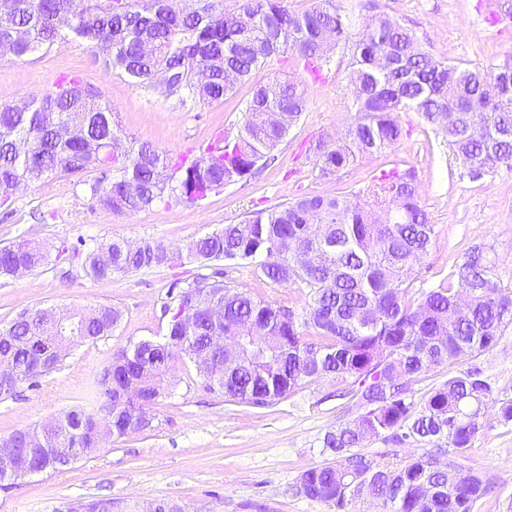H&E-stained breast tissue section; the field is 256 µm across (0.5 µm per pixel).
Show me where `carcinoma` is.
<instances>
[{
  "label": "carcinoma",
  "instance_id": "carcinoma-1",
  "mask_svg": "<svg viewBox=\"0 0 512 512\" xmlns=\"http://www.w3.org/2000/svg\"><path fill=\"white\" fill-rule=\"evenodd\" d=\"M91 7L70 11L67 0H0V42L27 32L13 55L37 54L54 43L84 40L108 68L135 87H153L164 70L165 95L187 92L207 102L224 99L238 79L275 54L288 52L303 62L313 81L323 79L329 52L359 29L347 65L357 121L348 142L318 145L320 172L337 174L358 157L381 153L403 137L401 113L415 112L438 128L448 149L467 168L483 174L512 169V64L464 69L444 64L422 48L413 33L385 14L362 26L335 0H314L296 13L284 0H241L238 10L216 9L210 0L173 12L167 0H151L141 10L130 0H112L107 12ZM210 71L201 88L195 71ZM305 81L271 77L246 105L236 137H221L193 160L175 161L153 146L122 138L112 107L81 81L60 79L55 90L30 98L26 110L0 108V205L8 206L21 184L54 178H81L98 171L89 185L94 198L113 212H135L158 202L196 204L249 174L266 160L288 133L278 111L301 116L306 110ZM473 127L488 136L475 139ZM353 205L339 196L305 195L259 210L238 224H226L187 247L183 259L203 265L220 259L252 265L275 284L298 283L305 292L300 309L264 299L230 282L200 275L172 294L165 340H140L115 351L94 379L91 403L41 426H24L0 438V448H15L9 471L0 468V486L77 462L53 453L81 449L85 458L104 440L152 427L146 419L160 398L172 394L167 379L182 358L199 364L210 336H247L253 321L266 326L255 345L265 360L225 373L212 362L199 369L206 386L229 402L264 408L323 378L342 384L360 414L323 438L330 459L300 473L295 492L323 502L334 512H349L358 501L382 505L381 512H473L489 489L478 474H462L472 441L483 426L493 390L476 360L493 348L512 324V292L496 280L481 247L471 249L451 281L413 290L417 265L434 236L418 201L413 171L393 167L363 191ZM333 246L319 250L315 263L296 259L299 247H312L317 231ZM73 256L85 274L109 279L147 268L168 266V248L143 240L127 251L120 240L89 238ZM63 247L51 257L46 244L21 239L0 247V276L16 277L60 262ZM122 319L116 307L99 305L81 312L76 329L58 331L43 310L23 311L0 324V397L55 371L72 348L112 334ZM45 341L54 356L34 363L31 347ZM467 362V367L460 364ZM448 368V379L430 389L420 403L413 385L431 371ZM386 436L403 444L434 443L422 454L389 449L362 451L366 442ZM448 448H443L441 442ZM129 512H186L174 501L135 504Z\"/></svg>",
  "mask_w": 512,
  "mask_h": 512
}]
</instances>
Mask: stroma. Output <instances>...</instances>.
Listing matches in <instances>:
<instances>
[{"label": "stroma", "mask_w": 512, "mask_h": 512, "mask_svg": "<svg viewBox=\"0 0 512 512\" xmlns=\"http://www.w3.org/2000/svg\"><path fill=\"white\" fill-rule=\"evenodd\" d=\"M336 0L348 10L360 6L361 21L389 14L412 29L422 46L443 62L474 67L512 61V26L489 27L486 19L512 6V0ZM271 58L234 95L207 102L190 95L163 96L135 87L108 69L90 44L70 40L25 59L0 54V106L29 101L62 77H74L97 90L111 105L128 140L148 143L170 156H196L215 133L232 136L242 125L247 102L259 85L285 73ZM346 79L309 85L308 105L256 173L225 185L206 201L189 205L158 203L117 214L99 206L86 183L45 180L20 187L9 207L0 208V246L34 238L57 247H74L89 237L144 239L182 250L207 233L310 194L342 195L356 201L360 191L387 168L402 162L415 173L419 200L434 226L428 254L417 269L415 288L436 287L463 262L470 247H483L502 284L512 286V171L481 179L449 151L440 135L414 112L404 113L406 133L394 149L359 158L340 175L318 174V141L345 138L357 115L350 112ZM68 277H61V270ZM211 271L255 295L292 299L296 285L278 286L255 276L241 262L216 261ZM195 263L142 270L106 280L87 277L79 262L62 261L60 270L39 269L22 277H0V323L31 309L65 311L106 304L120 308L123 320L111 336L74 347L59 369L38 388L19 387L0 398V437L41 424L84 404L94 376L129 342L162 339L172 283L192 281ZM480 361L493 387L483 427L469 452L471 466L493 482L474 512H512V424H502L497 403L512 399V326ZM173 395L153 410L151 430L106 443L90 457L61 472H47L0 488V512H57L65 499H109L118 505L172 500L186 512H331L321 502L296 495L292 486L305 469L326 459L322 439L358 412L336 394L335 380L302 385L269 408L225 401L210 391L189 362H175Z\"/></svg>", "instance_id": "1"}]
</instances>
